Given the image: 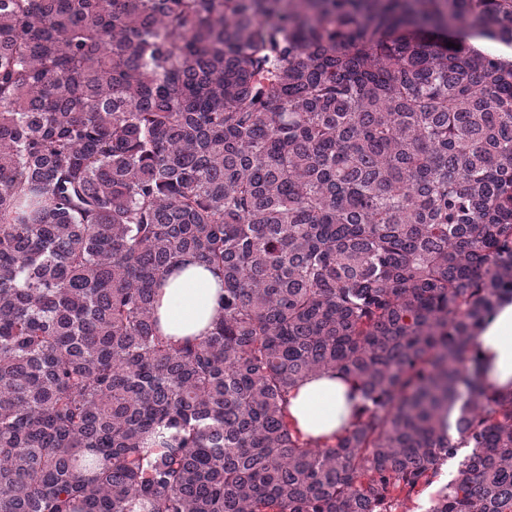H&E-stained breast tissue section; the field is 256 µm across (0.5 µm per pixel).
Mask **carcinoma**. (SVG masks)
Masks as SVG:
<instances>
[{"instance_id": "cac0c4a2", "label": "carcinoma", "mask_w": 512, "mask_h": 512, "mask_svg": "<svg viewBox=\"0 0 512 512\" xmlns=\"http://www.w3.org/2000/svg\"><path fill=\"white\" fill-rule=\"evenodd\" d=\"M473 38L512 0H0V512H409L454 459L428 512H512L475 348L512 61ZM188 260L222 314L175 342ZM320 372L333 444L288 425ZM222 283L219 274L196 262L168 276L156 297L162 332L175 339L200 336L220 314ZM322 373L299 382L291 392L288 423L302 440L334 443L353 423L356 400L348 383Z\"/></svg>"}]
</instances>
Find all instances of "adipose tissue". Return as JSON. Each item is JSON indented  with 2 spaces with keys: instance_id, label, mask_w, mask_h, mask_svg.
Here are the masks:
<instances>
[{
  "instance_id": "obj_1",
  "label": "adipose tissue",
  "mask_w": 512,
  "mask_h": 512,
  "mask_svg": "<svg viewBox=\"0 0 512 512\" xmlns=\"http://www.w3.org/2000/svg\"><path fill=\"white\" fill-rule=\"evenodd\" d=\"M219 274L195 262L168 276L157 292L156 313L165 335L200 336L219 315ZM476 349L485 367L488 388L512 393V303L500 306L479 332ZM355 401L348 383L328 373L309 376L291 392L288 422L304 440L333 443L353 423Z\"/></svg>"
}]
</instances>
